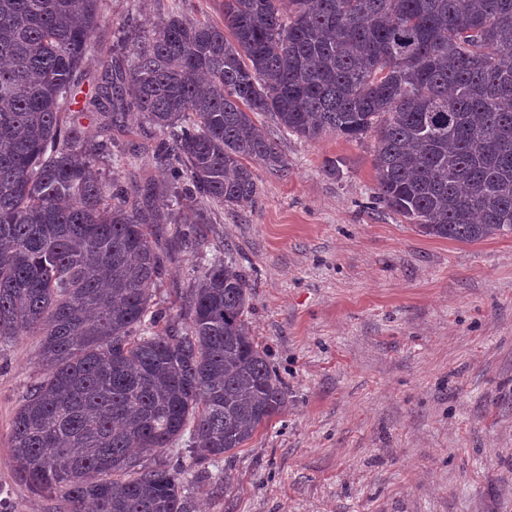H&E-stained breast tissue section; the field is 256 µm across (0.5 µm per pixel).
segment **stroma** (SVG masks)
Masks as SVG:
<instances>
[{"mask_svg": "<svg viewBox=\"0 0 512 512\" xmlns=\"http://www.w3.org/2000/svg\"><path fill=\"white\" fill-rule=\"evenodd\" d=\"M174 12L218 22L224 0H105L94 41L149 35ZM257 123L287 175L254 164L255 205L209 207L193 245L182 225H151L165 266L154 301L187 323L196 270L233 259L288 405L207 473L182 441L144 466L180 467L192 512H512V236L435 238L375 203L374 133L309 140ZM159 139L115 134L120 183L164 179ZM39 343L0 344V512H66L10 464L13 419L44 376Z\"/></svg>", "mask_w": 512, "mask_h": 512, "instance_id": "stroma-1", "label": "stroma"}]
</instances>
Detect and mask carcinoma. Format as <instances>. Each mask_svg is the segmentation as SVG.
<instances>
[{"label":"carcinoma","mask_w":512,"mask_h":512,"mask_svg":"<svg viewBox=\"0 0 512 512\" xmlns=\"http://www.w3.org/2000/svg\"><path fill=\"white\" fill-rule=\"evenodd\" d=\"M103 0H0V343L36 331L43 381L13 421L11 464L69 512H189L180 470L136 448L188 437L207 473L282 413L286 387L244 318L250 283L217 260L182 327L152 310L153 197L257 200L251 162L288 174L254 116L308 139L377 133L375 200L427 236L512 235V0H224L222 23L171 13L102 61L71 122ZM169 133L170 178H112L127 117ZM172 224L210 223L202 209Z\"/></svg>","instance_id":"carcinoma-1"}]
</instances>
